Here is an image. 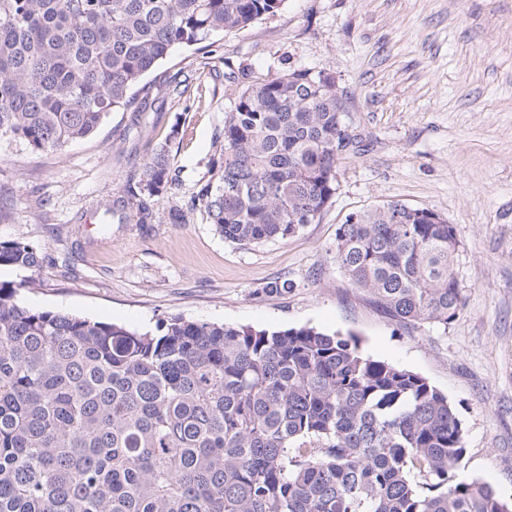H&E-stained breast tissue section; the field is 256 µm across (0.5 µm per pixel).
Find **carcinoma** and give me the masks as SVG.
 Returning a JSON list of instances; mask_svg holds the SVG:
<instances>
[{
  "label": "carcinoma",
  "instance_id": "carcinoma-1",
  "mask_svg": "<svg viewBox=\"0 0 512 512\" xmlns=\"http://www.w3.org/2000/svg\"><path fill=\"white\" fill-rule=\"evenodd\" d=\"M285 0H0V142L32 154L93 135L168 85L176 47L251 27ZM332 74L287 69L239 91L188 201L241 246L297 233L336 194L355 143ZM169 145L127 194L174 184ZM249 183L253 192L230 187ZM336 234L355 288L404 324L463 306L454 227L398 201ZM44 251L0 241V512H512L458 477L462 420L425 377L350 335L171 318L153 331L17 299Z\"/></svg>",
  "mask_w": 512,
  "mask_h": 512
}]
</instances>
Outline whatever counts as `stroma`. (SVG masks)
Listing matches in <instances>:
<instances>
[{
	"label": "stroma",
	"mask_w": 512,
	"mask_h": 512,
	"mask_svg": "<svg viewBox=\"0 0 512 512\" xmlns=\"http://www.w3.org/2000/svg\"><path fill=\"white\" fill-rule=\"evenodd\" d=\"M287 67L335 76L362 143L338 156L336 194L313 223L232 244L187 203L238 76ZM162 69L176 77L165 94L111 113L87 139L35 158L0 147V240L50 257L22 303L134 329L180 317L354 334L366 355L447 394L464 423L459 475L512 497V0H286L215 36L212 54L178 48ZM166 142L175 184L148 197L154 223H137L132 204L105 214ZM389 201L455 229L464 305L448 326L399 324L336 263L339 224ZM176 209L184 223L170 222Z\"/></svg>",
	"instance_id": "35a3bbf8"
}]
</instances>
